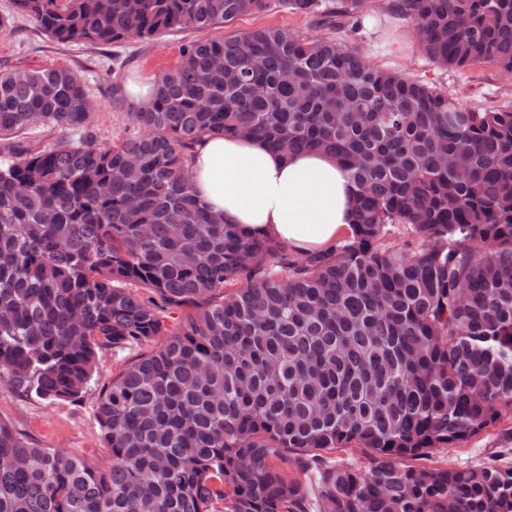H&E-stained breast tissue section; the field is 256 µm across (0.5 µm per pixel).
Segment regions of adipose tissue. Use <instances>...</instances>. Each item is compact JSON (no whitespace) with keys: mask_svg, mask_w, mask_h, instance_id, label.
Masks as SVG:
<instances>
[{"mask_svg":"<svg viewBox=\"0 0 512 512\" xmlns=\"http://www.w3.org/2000/svg\"><path fill=\"white\" fill-rule=\"evenodd\" d=\"M190 171L213 213L295 253L325 251L351 229L355 187L324 152L284 155L256 139L206 137L195 147Z\"/></svg>","mask_w":512,"mask_h":512,"instance_id":"ef3b65f1","label":"adipose tissue"}]
</instances>
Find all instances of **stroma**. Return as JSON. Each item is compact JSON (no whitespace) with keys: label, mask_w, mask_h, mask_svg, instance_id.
<instances>
[{"label":"stroma","mask_w":512,"mask_h":512,"mask_svg":"<svg viewBox=\"0 0 512 512\" xmlns=\"http://www.w3.org/2000/svg\"><path fill=\"white\" fill-rule=\"evenodd\" d=\"M383 0H368L363 28L352 34L348 28L320 26L315 18L277 8L237 18L224 34L260 27H286L309 39L330 37L357 50L372 66L398 72L448 94L471 108L494 109L512 104V78L501 75L489 63L451 69L432 63L412 36V24L392 18L382 8ZM9 25L0 30V70L41 69L65 66L82 78L94 103L89 130L98 142L106 143L134 132L131 114L134 102L115 103L112 87L133 74L162 75L178 61L182 43L194 38L181 30L154 39L132 38L125 42L96 45L86 42L60 44L48 38L30 18L14 11L12 0H0V17ZM151 344L122 351H108L97 360L87 391L75 400L50 404L24 395L0 383V419L26 437L47 448H61L97 467L111 463L104 448L97 419L102 389L124 366L150 352ZM434 465H468L512 462V416L497 426L455 448L432 455Z\"/></svg>","instance_id":"35a3bbf8"}]
</instances>
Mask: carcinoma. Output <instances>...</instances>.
I'll use <instances>...</instances> for the list:
<instances>
[{"mask_svg": "<svg viewBox=\"0 0 512 512\" xmlns=\"http://www.w3.org/2000/svg\"><path fill=\"white\" fill-rule=\"evenodd\" d=\"M366 0H13L58 43L192 29L137 133L35 150L87 128L68 67L0 70V382L78 398L100 353L163 344L112 378V462L0 420V512H512V464L408 466L512 415V105L469 108L282 27L213 36L282 8L357 30ZM426 57L512 75V0H389ZM335 156L352 233L296 257L194 194L203 137ZM401 224L414 245L385 244ZM363 448L370 466L326 457ZM318 477L314 504L288 458ZM68 137L69 139L77 142L81 138V133L65 131L62 132L58 128H51L46 126H35L25 131V134L21 136L20 140L24 141L27 145L34 147L47 148L51 147L55 141L62 137Z\"/></svg>", "mask_w": 512, "mask_h": 512, "instance_id": "carcinoma-1", "label": "carcinoma"}]
</instances>
